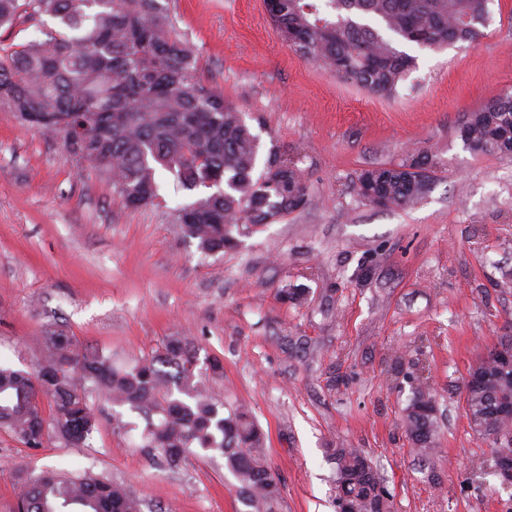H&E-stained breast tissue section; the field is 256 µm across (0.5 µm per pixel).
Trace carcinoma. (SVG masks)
I'll list each match as a JSON object with an SVG mask.
<instances>
[{
  "instance_id": "1",
  "label": "carcinoma",
  "mask_w": 512,
  "mask_h": 512,
  "mask_svg": "<svg viewBox=\"0 0 512 512\" xmlns=\"http://www.w3.org/2000/svg\"><path fill=\"white\" fill-rule=\"evenodd\" d=\"M490 0H275L268 14L281 38L369 95L393 99L415 57L404 44L441 50L473 42L489 20ZM28 16L57 27L0 55V106L23 126L58 133L66 152L106 173L130 206L158 197L157 174L192 192L210 190L175 210L184 234L204 254L238 246V237L305 208L309 193L297 163L272 148L260 162V139L244 114L195 76V56L161 0H0V28ZM474 150L512 155V96L472 112L458 128ZM428 156L363 170L358 194L372 204L406 208L428 191ZM37 373L0 366V430L30 450L55 437L90 446L97 392L144 420V447L176 469L186 455L218 454L236 478V493L256 512H274L280 488L265 460V436L243 406L226 408L200 381L193 343L168 340L154 356L117 369L71 337H48ZM486 380L464 387L470 427L489 440L512 435L496 408L512 401V367L494 361ZM48 399L43 405L41 397ZM404 424L417 455L437 436L433 394L416 388ZM335 503L351 512H390L383 480L359 448H330ZM20 512H142L128 486L88 473L22 464L16 473Z\"/></svg>"
}]
</instances>
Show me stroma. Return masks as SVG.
<instances>
[{
  "label": "stroma",
  "instance_id": "obj_1",
  "mask_svg": "<svg viewBox=\"0 0 512 512\" xmlns=\"http://www.w3.org/2000/svg\"><path fill=\"white\" fill-rule=\"evenodd\" d=\"M204 85L250 116L262 151L293 156L309 203L238 249L203 255L174 220L187 192L127 206L54 132L0 109V364L41 365L47 336L110 354L115 366L191 340L213 397L246 406L266 437L278 512H336L330 448L377 466L394 512H512L488 441L469 425L463 386L486 349L512 336V157L469 148L468 113L512 95V0H491L473 42L407 46L397 97L370 96L292 51L263 0H169ZM423 153L431 189L379 208L359 173ZM305 288L301 303L286 288ZM430 382L439 438L421 458L402 424ZM88 447L30 450L0 432V512H14L15 466L88 470L134 488L147 512H249L222 460L167 468L141 445L139 415L90 397Z\"/></svg>",
  "mask_w": 512,
  "mask_h": 512
}]
</instances>
